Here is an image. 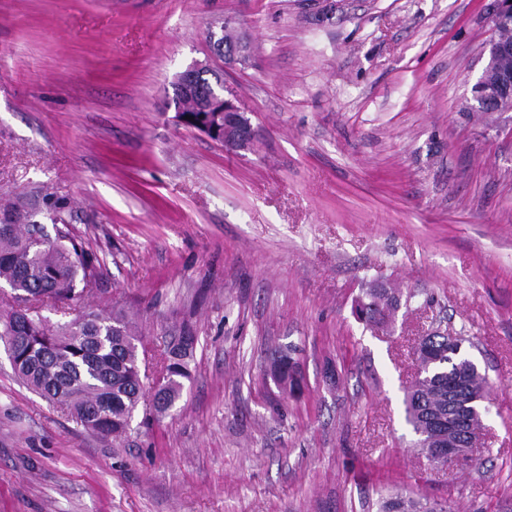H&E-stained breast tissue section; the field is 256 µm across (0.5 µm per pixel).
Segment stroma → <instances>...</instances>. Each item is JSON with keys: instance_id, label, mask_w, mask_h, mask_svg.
I'll return each instance as SVG.
<instances>
[{"instance_id": "1", "label": "stroma", "mask_w": 512, "mask_h": 512, "mask_svg": "<svg viewBox=\"0 0 512 512\" xmlns=\"http://www.w3.org/2000/svg\"><path fill=\"white\" fill-rule=\"evenodd\" d=\"M491 0H0V199L49 184L101 263L85 302L137 317L147 373L190 377L125 440L85 431L0 349V512H378L388 491L512 512V112L465 111ZM233 20L251 44L224 62ZM200 64L257 131L177 125ZM400 289L394 324L352 306ZM488 377L472 468L405 422L419 336ZM292 350L303 384L267 370Z\"/></svg>"}]
</instances>
